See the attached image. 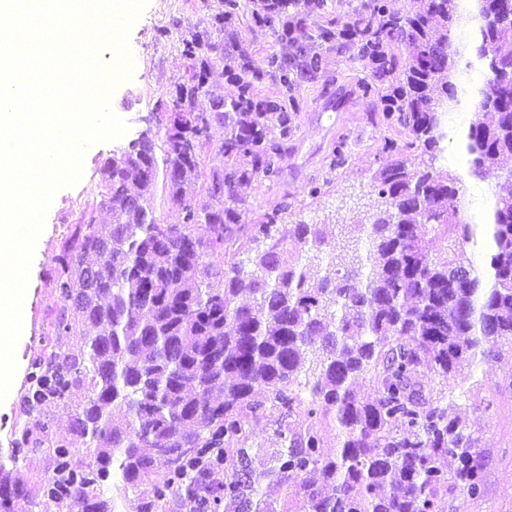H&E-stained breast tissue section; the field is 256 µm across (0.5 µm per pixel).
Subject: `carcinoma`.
Instances as JSON below:
<instances>
[{"label":"carcinoma","instance_id":"obj_1","mask_svg":"<svg viewBox=\"0 0 512 512\" xmlns=\"http://www.w3.org/2000/svg\"><path fill=\"white\" fill-rule=\"evenodd\" d=\"M288 5L293 13L284 18L255 14L259 25L279 21L281 38L295 48L286 61L272 58L288 104L250 97L242 53L229 66L238 95L222 102L224 111H206L202 54L212 43L195 36L184 41V55L199 65L176 87L173 116L196 139L212 123L224 125V169L212 170L207 191L220 204L237 203L240 185L277 172L272 134L292 130L298 79L323 67L316 45L334 42L338 55L353 49L373 65V82L360 86L363 97L380 100L370 120L405 136L401 145L384 142L388 158L370 184L376 208L342 225L343 238L331 242L336 233L326 224L277 231L284 207L254 225L253 270L244 274L217 259L239 238L240 214L200 207L185 193L198 159L163 127L161 145L149 135L118 150L134 161L101 172V204L112 222L77 225L52 273L65 304L57 335L77 322L94 334L36 361L27 397L35 406L85 390L69 425L86 440L91 462L74 464L68 446L46 438L54 468L37 490L67 512H116L120 501L125 512H165L177 494L197 512H216L224 498L246 512H439L444 498L480 492L475 438L426 388L512 347V170L494 185L492 252L480 271L464 254L475 229L462 178L416 167L409 155L442 153L448 113L468 97L491 114L468 128V175L485 180L512 158V0H421L404 15L385 0H361L315 35L307 20L325 0ZM475 70L484 81L460 86L458 75ZM242 155L251 167L238 163ZM160 178L183 213L180 224L154 214ZM425 227L449 247L446 257L432 255ZM301 373L308 420L332 422L337 442L326 445L312 425L288 429V446L274 452L269 470L278 485L294 488L280 503L252 485L244 444L267 409L293 416L302 401L291 386ZM367 374L370 397L357 389ZM27 442L0 458L4 512L29 497L7 469ZM213 456L224 463L222 479L203 465ZM110 477L108 497L102 485Z\"/></svg>","mask_w":512,"mask_h":512}]
</instances>
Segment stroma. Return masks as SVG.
I'll list each match as a JSON object with an SVG mask.
<instances>
[{"mask_svg":"<svg viewBox=\"0 0 512 512\" xmlns=\"http://www.w3.org/2000/svg\"><path fill=\"white\" fill-rule=\"evenodd\" d=\"M261 0H147L128 36L133 60L130 80L115 90L111 109L128 125L120 139L90 147L83 162V175L74 186L59 190L46 214L43 230L36 242L26 287L22 332L15 347L17 372L4 400L0 401V448H9L34 422L49 426L51 436L67 441L74 462L88 461L84 440L71 435L68 417L84 398L80 388L72 389L67 400L50 399L29 409L25 397L31 387L33 361L51 352L79 345L80 337L59 336L54 324L64 304L49 281L62 245L76 224L94 221L107 224L108 212L98 206L102 161L116 150L128 147L172 108V92L189 76V61L182 53V40L208 28L215 15L232 13V26L216 40L212 66L207 73L209 99L235 97L236 84L228 66L233 63L238 44L248 47V67L254 76V100L279 101L284 97L279 75L270 65L272 57L287 58L293 53L288 41L279 36L278 25L254 26L252 16ZM324 64L317 74L299 84L297 115L292 134L284 140L278 160L279 174L244 184L236 209L245 227L263 220L265 215L290 204L293 220L308 224H346L357 213L372 210L376 197L370 191L371 176L386 155L385 139L403 141V134L384 124H372L369 112L377 98H362L359 87L370 80V64L353 51L337 54L332 44L320 47ZM479 117L473 104L448 116V140L435 162L436 167L463 178L466 215L477 230L473 243L465 250L478 265L489 257V233L485 227L492 206L490 188L494 179L483 181L466 175V163L457 135ZM348 138L350 153L344 164L331 166L332 150L339 138ZM321 185L319 196H311L313 185ZM445 401L466 421L478 439L482 455L483 489L479 497L454 495L446 499L441 512H512V351L506 350L493 361L462 369L449 389ZM277 412H267L250 429L249 469L255 486L274 499H283L285 489L276 488L268 475L270 454L283 447ZM53 459L45 445L30 443L12 465L14 482L35 492L52 473Z\"/></svg>","mask_w":512,"mask_h":512,"instance_id":"obj_1","label":"stroma"}]
</instances>
